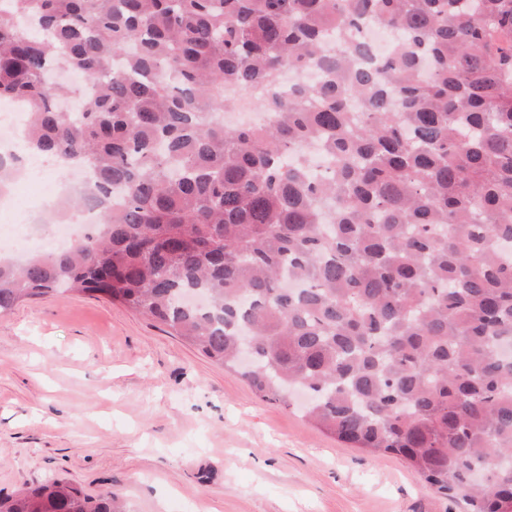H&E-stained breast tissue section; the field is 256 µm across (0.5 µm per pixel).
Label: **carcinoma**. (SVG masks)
I'll list each match as a JSON object with an SVG mask.
<instances>
[{"instance_id": "cac0c4a2", "label": "carcinoma", "mask_w": 512, "mask_h": 512, "mask_svg": "<svg viewBox=\"0 0 512 512\" xmlns=\"http://www.w3.org/2000/svg\"><path fill=\"white\" fill-rule=\"evenodd\" d=\"M367 21L401 36L390 58L325 57ZM297 65L327 77L270 92ZM227 84L264 91L267 123L215 122ZM4 101L26 151L88 169L62 205L104 208L0 260V314L100 295L469 512H512V0H0ZM22 162L0 151V193ZM0 512L126 510L57 478Z\"/></svg>"}]
</instances>
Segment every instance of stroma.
<instances>
[{
  "mask_svg": "<svg viewBox=\"0 0 512 512\" xmlns=\"http://www.w3.org/2000/svg\"><path fill=\"white\" fill-rule=\"evenodd\" d=\"M62 477L130 512H467L156 321L71 293L0 315V493Z\"/></svg>",
  "mask_w": 512,
  "mask_h": 512,
  "instance_id": "1",
  "label": "stroma"
}]
</instances>
